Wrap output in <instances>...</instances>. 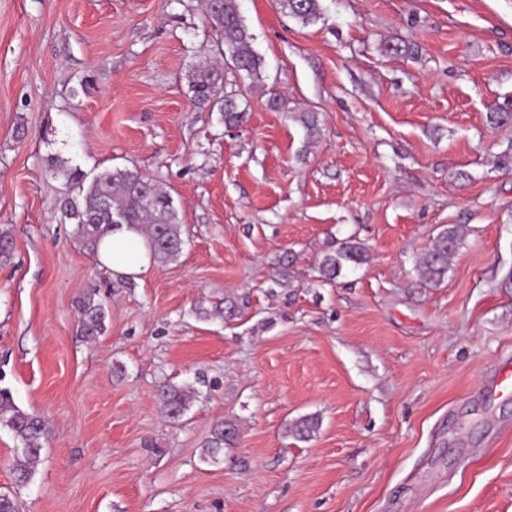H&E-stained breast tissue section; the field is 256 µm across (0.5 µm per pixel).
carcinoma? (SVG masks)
I'll return each mask as SVG.
<instances>
[{"label":"carcinoma","mask_w":512,"mask_h":512,"mask_svg":"<svg viewBox=\"0 0 512 512\" xmlns=\"http://www.w3.org/2000/svg\"><path fill=\"white\" fill-rule=\"evenodd\" d=\"M280 10L302 23L308 24L320 16L319 0H276ZM209 21L220 37L217 42L224 63L249 78H259L262 59L252 48V36L243 24L238 0H210ZM218 72L212 68L196 69L191 91L198 104L213 103L217 95ZM224 125L237 127L247 118L235 98L224 96L221 107ZM294 118L313 139L319 136L317 120L312 112H296ZM64 173L82 191V201H68L65 214L74 220L76 234L92 251L99 248L103 238L118 226L113 219L121 214V223L132 224L143 232L151 258L161 264L178 257L182 249V224L178 209L170 192L158 181L132 169H106L86 181L85 174L76 169ZM467 233L466 226L455 224L439 232L420 262L421 276L427 283H438L448 274L452 258ZM367 260L365 247L354 240L339 244L336 250L323 257L320 273L326 281L335 279L347 263L359 265ZM95 290H89L79 303L80 328L84 336L93 338L104 329L103 305L95 300ZM193 391L169 384L161 387L158 399L164 414L173 421L180 420L189 408ZM0 422L4 423L21 443L14 472L17 482L30 480L34 465L39 461L46 438L44 418L34 412L18 408L6 391H0ZM318 427L311 417L294 421L290 432L299 439H306ZM238 427L231 420L217 423L204 441V458L217 462L224 449L233 445Z\"/></svg>","instance_id":"carcinoma-1"}]
</instances>
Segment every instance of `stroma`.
<instances>
[{
  "label": "stroma",
  "instance_id": "stroma-1",
  "mask_svg": "<svg viewBox=\"0 0 512 512\" xmlns=\"http://www.w3.org/2000/svg\"><path fill=\"white\" fill-rule=\"evenodd\" d=\"M320 4L305 26L239 0L263 65L224 67L248 112L228 128L191 92L217 55L208 0H0V389L48 428L19 487L0 425L19 512H512V396L493 386L512 358V123L487 120L512 113V0ZM57 159L168 187L178 259L100 267ZM453 224L452 266L424 282ZM348 239L368 261L323 282ZM164 383L198 391L180 420ZM224 419L238 439L206 461ZM466 233L465 225L455 224L437 234L419 265L425 282L439 283L444 279ZM95 290H89L79 303L80 328L84 336L93 338L104 329L103 305L95 300Z\"/></svg>",
  "mask_w": 512,
  "mask_h": 512
}]
</instances>
